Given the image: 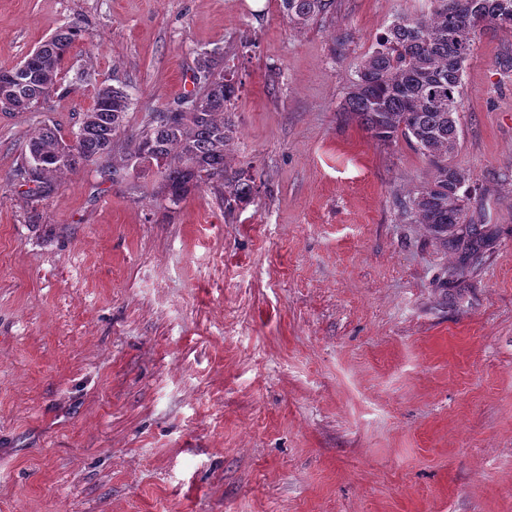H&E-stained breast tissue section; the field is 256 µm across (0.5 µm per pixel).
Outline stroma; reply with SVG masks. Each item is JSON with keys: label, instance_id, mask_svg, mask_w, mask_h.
I'll use <instances>...</instances> for the list:
<instances>
[{"label": "stroma", "instance_id": "stroma-1", "mask_svg": "<svg viewBox=\"0 0 512 512\" xmlns=\"http://www.w3.org/2000/svg\"><path fill=\"white\" fill-rule=\"evenodd\" d=\"M429 0H0V68L80 23L62 90L0 112V512H512V30L475 36L450 162L478 256L401 204L432 174L337 110L377 36ZM238 82L231 164L165 208L88 165L15 180L31 132L98 81L130 127ZM334 0H280L283 17L295 29L314 24L333 6Z\"/></svg>", "mask_w": 512, "mask_h": 512}]
</instances>
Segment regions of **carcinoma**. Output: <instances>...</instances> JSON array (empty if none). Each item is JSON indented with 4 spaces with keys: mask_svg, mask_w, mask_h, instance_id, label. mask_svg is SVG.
<instances>
[{
    "mask_svg": "<svg viewBox=\"0 0 512 512\" xmlns=\"http://www.w3.org/2000/svg\"><path fill=\"white\" fill-rule=\"evenodd\" d=\"M334 0H280L283 17L295 29L306 28L333 6ZM512 29V0H433L428 12L402 13L387 26L362 61L348 86L340 111L356 118L380 142L404 140L433 167L430 181L405 202L416 224L448 240V232L464 223L469 176L448 163L459 145L460 108L465 94L463 72L472 54L478 28ZM85 29L73 23L44 41L20 63L31 76L17 90L6 112L28 110L60 86L62 65ZM203 85L194 92L198 105L188 111L170 107L152 112L131 133L133 150L125 151L131 95L123 86L97 84L95 72L78 81L96 86L93 106L83 113L70 139L48 123L30 136L15 176L51 194L56 180L89 164L114 184L132 177L131 169L145 160L156 162L153 197L179 205L202 184L222 189L228 212L257 191L248 171L228 161L236 137L231 106L237 83L224 74V51L203 50L194 59Z\"/></svg>",
    "mask_w": 512,
    "mask_h": 512,
    "instance_id": "carcinoma-1",
    "label": "carcinoma"
}]
</instances>
